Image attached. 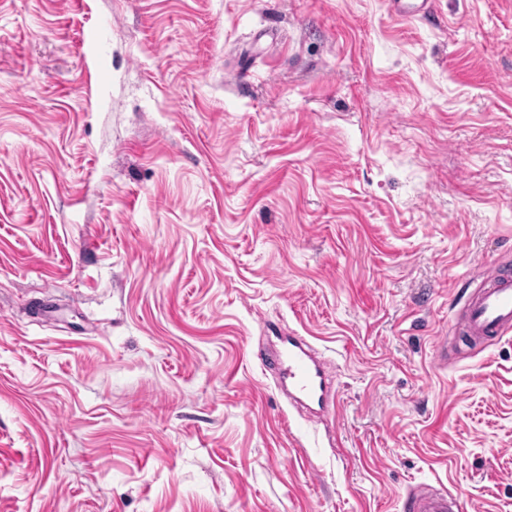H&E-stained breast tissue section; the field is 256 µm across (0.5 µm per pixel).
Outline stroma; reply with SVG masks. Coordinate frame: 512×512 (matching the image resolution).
Segmentation results:
<instances>
[{
    "label": "stroma",
    "instance_id": "stroma-1",
    "mask_svg": "<svg viewBox=\"0 0 512 512\" xmlns=\"http://www.w3.org/2000/svg\"><path fill=\"white\" fill-rule=\"evenodd\" d=\"M494 263L512 0H0V512H512ZM456 331L474 345L511 334L512 270L495 266L484 271L482 284L468 300ZM270 360L275 366L277 386L288 398L289 405L308 409L326 419L334 415L336 392L325 363L305 337L288 336V346L272 353ZM401 509L402 512H459L462 507L446 489L420 483L408 489Z\"/></svg>",
    "mask_w": 512,
    "mask_h": 512
}]
</instances>
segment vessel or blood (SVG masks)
<instances>
[{
  "label": "vessel or blood",
  "mask_w": 512,
  "mask_h": 512,
  "mask_svg": "<svg viewBox=\"0 0 512 512\" xmlns=\"http://www.w3.org/2000/svg\"><path fill=\"white\" fill-rule=\"evenodd\" d=\"M471 344L487 343L512 334V269L497 266L483 273L482 284L469 299L458 327ZM277 386L296 408L330 417L336 410V392L324 362L309 341L292 336L288 345L272 354ZM402 512H460L461 504L446 489L420 483L408 489Z\"/></svg>",
  "instance_id": "b4317fda"
}]
</instances>
